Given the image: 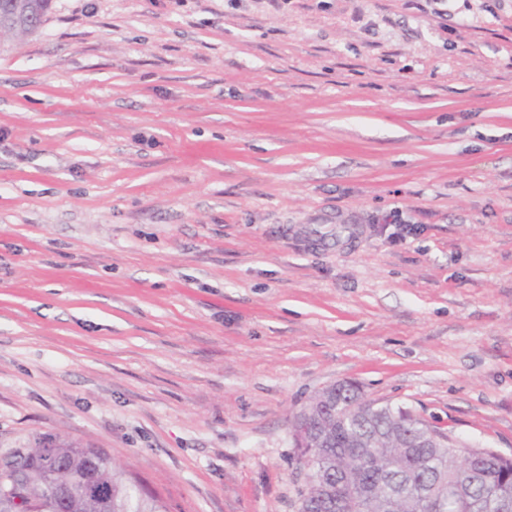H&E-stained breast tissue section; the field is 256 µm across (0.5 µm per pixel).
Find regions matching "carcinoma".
Instances as JSON below:
<instances>
[{
	"instance_id": "1",
	"label": "carcinoma",
	"mask_w": 512,
	"mask_h": 512,
	"mask_svg": "<svg viewBox=\"0 0 512 512\" xmlns=\"http://www.w3.org/2000/svg\"><path fill=\"white\" fill-rule=\"evenodd\" d=\"M342 414L322 448H305L308 468L299 512H336L323 505L319 488L342 485L349 512H429L428 494L450 489L446 512H502L489 504L512 502V458L493 448L461 446L409 409L368 402L351 383L342 393ZM321 412L314 399L294 417L293 428ZM60 483L69 501L56 497ZM168 512L155 494L144 495L112 457L56 435H38L0 456V512Z\"/></svg>"
}]
</instances>
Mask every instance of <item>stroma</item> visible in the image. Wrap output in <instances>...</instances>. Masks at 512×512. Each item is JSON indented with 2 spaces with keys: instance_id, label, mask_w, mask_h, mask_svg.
<instances>
[{
  "instance_id": "1",
  "label": "stroma",
  "mask_w": 512,
  "mask_h": 512,
  "mask_svg": "<svg viewBox=\"0 0 512 512\" xmlns=\"http://www.w3.org/2000/svg\"><path fill=\"white\" fill-rule=\"evenodd\" d=\"M339 380L512 457V0H54L0 44V454L298 512Z\"/></svg>"
}]
</instances>
